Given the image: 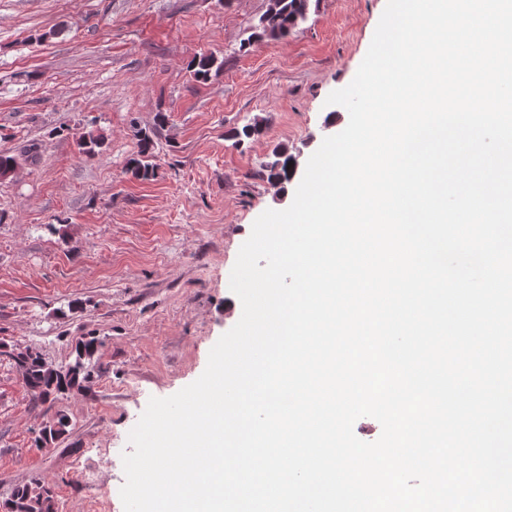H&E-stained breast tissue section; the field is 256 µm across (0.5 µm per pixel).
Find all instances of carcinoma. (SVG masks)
<instances>
[{
  "label": "carcinoma",
  "instance_id": "1",
  "mask_svg": "<svg viewBox=\"0 0 512 512\" xmlns=\"http://www.w3.org/2000/svg\"><path fill=\"white\" fill-rule=\"evenodd\" d=\"M313 6V0H270L269 17H260L256 30L248 41H263L265 39L280 40L292 34L304 22ZM212 55L201 56L192 62L194 76L199 80L208 79L213 68H221ZM264 125L255 120L241 128L230 132V137L241 143L246 139H253L262 135ZM155 132L146 131L140 136L138 154L130 162L131 175L141 181H148L155 176L154 163ZM293 154L284 144L274 146L267 161L257 171V175L267 182L277 185L290 181L294 170L292 169ZM102 347V341L97 336H86L75 347L74 361L64 367H55L48 364L41 352L35 347H28L25 351L10 352L19 369L23 383L31 398L35 401H45L64 396L67 393L80 390L91 379L95 361ZM69 426L65 415L44 427L36 443L48 445L54 442ZM5 512H55L54 493L45 482L36 480L29 484L15 488L10 501L5 505Z\"/></svg>",
  "mask_w": 512,
  "mask_h": 512
}]
</instances>
